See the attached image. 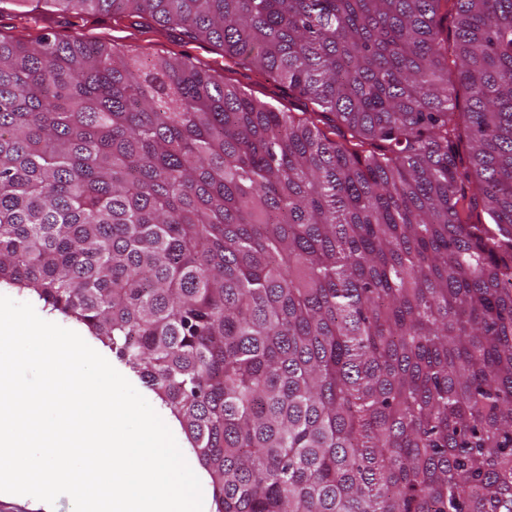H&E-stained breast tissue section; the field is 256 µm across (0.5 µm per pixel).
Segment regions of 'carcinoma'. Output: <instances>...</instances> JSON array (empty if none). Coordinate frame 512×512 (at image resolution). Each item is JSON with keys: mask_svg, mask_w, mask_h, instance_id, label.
<instances>
[{"mask_svg": "<svg viewBox=\"0 0 512 512\" xmlns=\"http://www.w3.org/2000/svg\"><path fill=\"white\" fill-rule=\"evenodd\" d=\"M0 39V282L116 352L217 512H512V0H44ZM40 9L50 13V32L59 38H80L87 42H98L110 47L117 46L140 60L149 63L158 57L178 54L189 56L203 69H209L217 79L231 78L248 94L259 100L273 103L276 107L288 112V89L272 85L265 81L258 73L252 70L234 67L232 72H224V58L215 54L206 42H186L182 40L179 29L170 27L161 32L155 28L138 32L124 25L113 27L112 19L102 15H64L56 12L52 7L40 5ZM55 11V12H51ZM130 33H133L132 35ZM285 106V107H284ZM0 295H6L18 302H28L32 304L34 307L36 313L43 318L44 316H52L54 319V322L59 324L62 327L71 329L75 332H77L83 339H88L92 343L96 344L99 347H102L104 349H107L111 353L112 357V366L121 373L124 377H126L131 384L137 389L139 393H141L148 402L152 405V407L157 411V413L161 416V418L164 420V422H170L175 421L177 424L176 432L174 433V436L179 444V447L192 468V470L196 473L197 476L200 474L203 478L202 483V491L203 495L207 498V500L210 502V512H215L216 506L214 501V494H213V486L211 483V479L208 475V473L204 470V468L201 466L197 455L192 448L181 424L170 414L169 410L165 407V405L161 402V400L158 398V396L148 389L142 381L139 379L137 374L132 372L128 366L125 365V363L116 355L115 352H112L108 347L104 346L99 340H97L94 336H92L87 328L75 321L71 317H67L64 314L60 313L59 311L51 310V307L45 306L43 301H39L37 297H35L33 294L29 293L27 290H22L19 288L11 287L9 285H6L5 283H2L0 286Z\"/></svg>", "mask_w": 512, "mask_h": 512, "instance_id": "cac0c4a2", "label": "carcinoma"}]
</instances>
